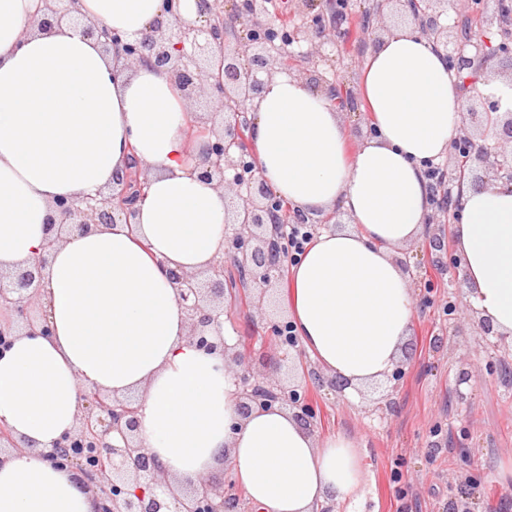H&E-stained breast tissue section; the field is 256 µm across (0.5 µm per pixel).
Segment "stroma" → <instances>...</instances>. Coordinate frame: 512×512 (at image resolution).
Listing matches in <instances>:
<instances>
[{"label":"stroma","instance_id":"obj_1","mask_svg":"<svg viewBox=\"0 0 512 512\" xmlns=\"http://www.w3.org/2000/svg\"><path fill=\"white\" fill-rule=\"evenodd\" d=\"M375 4L353 0L350 36L325 44L318 59L304 58L306 42L293 43L294 74L304 79L314 70L355 87L381 38L357 33ZM270 11L287 20L292 33L313 31L327 20L324 0H272ZM434 237L452 238L448 215L438 209L425 239L399 251L416 302L400 379L352 402L314 383L316 365L308 353L294 363L291 381L316 412L314 434L344 433L359 446L361 485L347 501H330L332 512H512V483L497 476L498 463L512 460V382L501 376L503 366L512 367V342L481 333L466 289L430 262ZM285 316L281 305L260 312L244 305L227 313L259 366L282 359L271 325Z\"/></svg>","mask_w":512,"mask_h":512}]
</instances>
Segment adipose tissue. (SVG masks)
<instances>
[{
	"mask_svg": "<svg viewBox=\"0 0 512 512\" xmlns=\"http://www.w3.org/2000/svg\"><path fill=\"white\" fill-rule=\"evenodd\" d=\"M42 0H0V271L43 251L60 198L110 188L130 157L149 180L134 223L101 226L55 246L41 299L51 333L13 337L0 355V424L26 443L0 461V512H96L68 469L40 451L71 433L77 385L138 394L139 437L175 482L230 465L258 512H318L360 485L357 444L316 437L275 404L238 411L221 353L189 338L165 275L197 272L223 252L227 200L195 166L189 103L149 65L125 69L121 48L68 21L40 29ZM87 19L127 40L145 33L162 0H78ZM358 93L378 133L351 146L325 94L282 72L255 100L250 147L259 176L300 213L341 207L353 229L317 235L290 269L288 319L322 372L357 397L396 368L414 317L400 247L431 213L424 164L447 157L462 104L448 59L417 30L369 53ZM455 250L479 317L512 339V189L461 187Z\"/></svg>",
	"mask_w": 512,
	"mask_h": 512,
	"instance_id": "1",
	"label": "adipose tissue"
}]
</instances>
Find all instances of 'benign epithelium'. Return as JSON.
<instances>
[{"label":"benign epithelium","instance_id":"1","mask_svg":"<svg viewBox=\"0 0 512 512\" xmlns=\"http://www.w3.org/2000/svg\"><path fill=\"white\" fill-rule=\"evenodd\" d=\"M447 0H379L375 18L382 20L384 8L401 5L418 25L420 32L436 47H448V27L439 22L435 5ZM77 0H45L46 28L51 21L72 19ZM204 23H188L181 16V0H163L166 20L157 19L150 30L133 42H125L102 23L82 27V32L110 49L122 47L128 66L149 63L165 74L194 102L203 97L211 116L222 117V128L204 132L188 124L186 135L194 140L207 135L199 155L201 177L224 188L232 200L231 232L225 239L224 256L208 270L191 274L165 270L178 292L179 301L190 321V338L200 349L224 350L238 386L239 411L248 415L256 408L273 403L294 410L304 426H314L315 410L300 402L297 390L282 385L266 372L253 368L251 354L228 347L224 341V261H229L252 283L248 300L257 309L270 302L272 282L280 278L285 246L279 233L283 216L281 199L257 175L255 165L246 163L242 149L246 117L262 90L263 73L273 65L286 70L282 62L283 43L269 32L268 0H196ZM346 20L338 18L331 27L320 26L315 37L333 41L346 35ZM456 65L474 68L491 57L482 47V36L465 25L456 26ZM309 83L323 87L332 101L343 100L344 84L328 81L317 74ZM472 97L484 100L483 111L469 110L463 116L461 133L453 146L466 148V159L476 160L491 169L497 180L512 186V118L488 125L485 116L500 111L499 102L472 88ZM147 179L138 160L116 177V188L80 200L59 199L47 218L50 234L47 248L67 235L87 234L92 228L122 221L132 223L135 205L146 195ZM48 264L44 254L33 264L12 272H0V308L12 313V322L0 324V339L21 331L50 333L44 317L34 315L40 306L39 282ZM80 414L75 430L43 450L51 464L66 461L98 488L99 512H237L239 499L232 488L217 486L207 477L174 489L161 475L154 456L145 452L137 440V402L126 397H111L84 383L79 386ZM93 448L98 464L86 468L72 456V448Z\"/></svg>","mask_w":512,"mask_h":512}]
</instances>
